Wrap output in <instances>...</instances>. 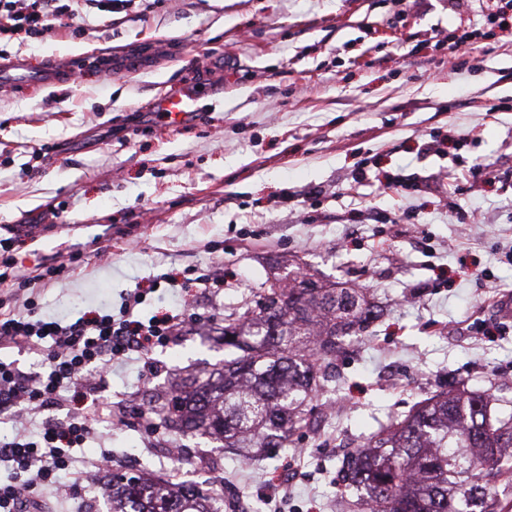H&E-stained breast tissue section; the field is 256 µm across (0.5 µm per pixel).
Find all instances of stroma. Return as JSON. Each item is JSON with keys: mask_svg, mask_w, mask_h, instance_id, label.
Listing matches in <instances>:
<instances>
[{"mask_svg": "<svg viewBox=\"0 0 512 512\" xmlns=\"http://www.w3.org/2000/svg\"><path fill=\"white\" fill-rule=\"evenodd\" d=\"M495 0H126L82 9L68 28L0 42L30 68L80 63L74 81L0 87V244L18 276L59 265L37 298L47 320L119 307L166 272L178 285L144 316L187 306L188 324L150 356L117 361L101 397L125 404L116 463L184 452V481L241 494L251 512H343L337 461L390 413L460 384L512 398V39L485 17ZM477 31L466 66L449 50ZM146 51L104 79L89 61ZM193 91L181 122H145L167 93ZM490 175L464 191L450 175ZM403 188L385 189L387 178ZM353 281L386 307L346 346L316 425L272 457L243 463L221 442L183 435L151 397L224 361V316L257 306L295 267ZM209 275L212 288L197 277ZM346 408L327 416L330 402ZM304 449L295 458L294 449Z\"/></svg>", "mask_w": 512, "mask_h": 512, "instance_id": "stroma-1", "label": "stroma"}]
</instances>
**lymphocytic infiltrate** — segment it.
I'll list each match as a JSON object with an SVG mask.
<instances>
[{
	"instance_id": "obj_1",
	"label": "lymphocytic infiltrate",
	"mask_w": 512,
	"mask_h": 512,
	"mask_svg": "<svg viewBox=\"0 0 512 512\" xmlns=\"http://www.w3.org/2000/svg\"><path fill=\"white\" fill-rule=\"evenodd\" d=\"M119 0H0V38L46 34L47 12L70 20L82 6L109 12ZM0 287L9 295L22 292V307L0 300V420L16 421L21 411L41 415L36 428L17 431L0 440V464L10 470L0 481V512H31L32 505L58 495L75 496L80 474L75 473L74 449L100 439L98 423L108 410L96 394L112 362L137 356L147 361L154 345L166 343L187 321L186 312L143 317L141 306L147 293L157 287L150 280L137 284L124 296L118 311L85 314L71 321H48L39 317L33 300L40 287L59 281L63 270L21 278L10 285L6 272L11 258L0 261ZM38 356L40 370L19 366L6 359L11 350ZM57 417H47V410Z\"/></svg>"
}]
</instances>
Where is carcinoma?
<instances>
[{
    "instance_id": "1",
    "label": "carcinoma",
    "mask_w": 512,
    "mask_h": 512,
    "mask_svg": "<svg viewBox=\"0 0 512 512\" xmlns=\"http://www.w3.org/2000/svg\"><path fill=\"white\" fill-rule=\"evenodd\" d=\"M380 312L362 288L289 273L259 308L224 317L232 353L217 377L173 389L151 412L244 462L280 448L311 423L307 407L345 338ZM342 471L344 494L365 512H512V399L465 385L435 394L379 424ZM111 488L112 512H224L222 498L140 473L112 474Z\"/></svg>"
}]
</instances>
